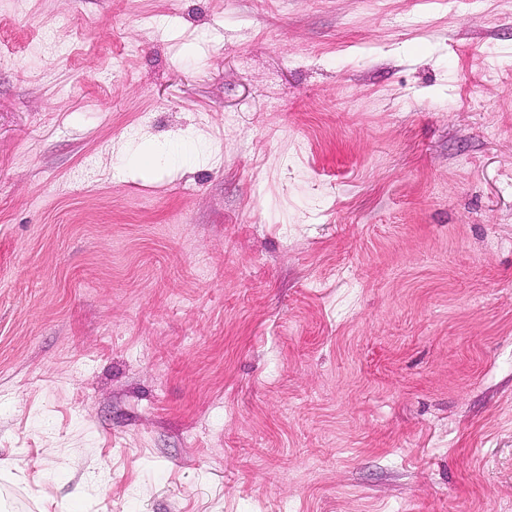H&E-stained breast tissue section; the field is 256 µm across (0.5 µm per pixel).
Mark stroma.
<instances>
[{
    "instance_id": "1",
    "label": "stroma",
    "mask_w": 512,
    "mask_h": 512,
    "mask_svg": "<svg viewBox=\"0 0 512 512\" xmlns=\"http://www.w3.org/2000/svg\"><path fill=\"white\" fill-rule=\"evenodd\" d=\"M0 512H512V0H0Z\"/></svg>"
}]
</instances>
